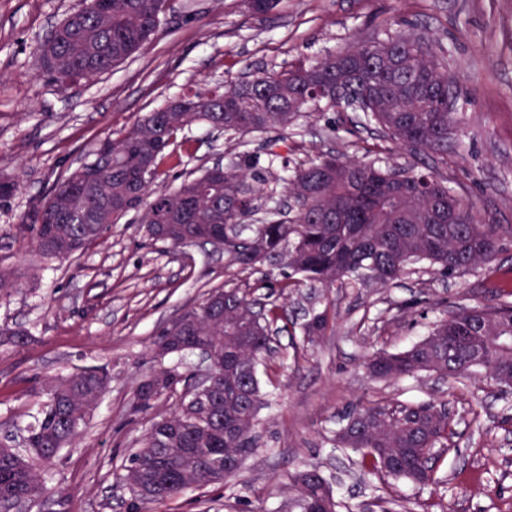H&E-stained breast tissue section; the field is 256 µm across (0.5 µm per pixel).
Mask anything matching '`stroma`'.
<instances>
[{
    "label": "stroma",
    "mask_w": 512,
    "mask_h": 512,
    "mask_svg": "<svg viewBox=\"0 0 512 512\" xmlns=\"http://www.w3.org/2000/svg\"><path fill=\"white\" fill-rule=\"evenodd\" d=\"M83 0H0V178L17 192L0 199V267L16 289L0 293V324L28 330L24 348H0V429L22 439L45 378L102 366L110 390L83 435L41 472L45 498L32 512H129L132 491L119 466L137 447L149 415H132L136 384L160 368L193 372L199 358H157L158 330L213 288L255 284L260 302L284 307L272 350L256 367L265 404L258 442L226 484L187 489L153 512H299L289 474L318 468L331 481L337 512H512V406L489 381L453 388L430 373L394 382L367 377L371 352L400 349L461 308L501 300L497 283L512 270V237L493 266L455 277L414 263L395 281L344 280L331 290L295 286L291 269L236 273L206 243L170 250L143 245L134 215L110 225L80 255L42 261L21 254L11 233L58 177L96 160L146 113L247 72L275 74L310 64L348 44L398 32V20L444 55L459 89L462 133L439 171L472 198L484 222L512 227V0H279L267 16L243 0H171L156 35L132 57L90 81L65 87L44 76L38 46ZM296 149L271 167L286 179L295 167L335 151L360 158L409 155L383 139L363 112L321 105L288 128ZM262 133L228 137L204 123L178 134L182 164L167 187L235 153L259 152ZM328 310L325 336L304 342L308 308ZM396 397L447 403L458 452L438 463L436 487L382 480L359 456L337 447L343 411Z\"/></svg>",
    "instance_id": "35a3bbf8"
}]
</instances>
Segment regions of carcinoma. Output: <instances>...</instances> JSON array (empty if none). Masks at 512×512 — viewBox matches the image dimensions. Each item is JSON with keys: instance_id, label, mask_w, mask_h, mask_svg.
<instances>
[{"instance_id": "obj_1", "label": "carcinoma", "mask_w": 512, "mask_h": 512, "mask_svg": "<svg viewBox=\"0 0 512 512\" xmlns=\"http://www.w3.org/2000/svg\"><path fill=\"white\" fill-rule=\"evenodd\" d=\"M100 0L68 15L38 47L42 68L62 84L89 80L138 52L159 29L166 11L156 0ZM342 86L362 103L361 111L389 140L413 157L421 153L448 164V141L460 134L458 98L444 57L425 39L398 32L372 37L335 55L277 75L223 83L205 95H185L138 119L120 139L104 144L92 166L99 170L88 189L81 169L61 175L44 202L15 225L14 239L43 260L68 259L101 237L105 228L135 210L152 242L176 249L185 234L222 235L228 266L241 271L284 265L312 287L331 288L350 277L381 285L405 267L426 262L442 276L464 274L492 263L504 234L480 218L475 202L448 186L430 166L397 168L379 159L362 161L333 153L297 168L286 183L293 217L270 213L260 224L245 220L261 209L269 167L239 153L217 169L207 167L175 190L153 183L181 164L169 150L185 127L205 121L226 133L272 132L269 160L293 150L288 126L311 104L336 105L329 88ZM274 302L258 305L252 288L236 285L209 291L183 310L192 317L181 332L182 347L209 345L224 371L214 390L180 391L186 377L174 369L146 376L134 389L129 411L146 412L176 399L172 414H157L139 447L122 463V482L135 494V512L165 503L192 487L234 477L255 444L263 401L257 359L270 352L271 324L282 318ZM329 326L324 312L303 324L309 339ZM512 302L472 307L435 322L428 335L398 351L380 350L366 362L373 380L435 373L463 382L481 370L498 389L512 387ZM30 335L0 325V347H20ZM112 382L102 369L52 378L45 400L29 425L27 447L0 443V506L29 500L41 486L38 467L48 466L79 434ZM336 444L361 456L365 472L428 487L439 482L442 454L456 449L446 404L378 400L349 412L336 430ZM298 506L335 500L333 488L315 469L298 472Z\"/></svg>"}]
</instances>
